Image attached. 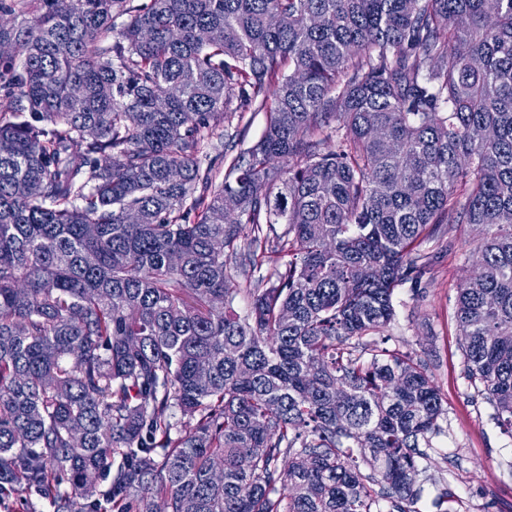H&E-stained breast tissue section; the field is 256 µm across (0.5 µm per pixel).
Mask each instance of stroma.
Wrapping results in <instances>:
<instances>
[{"label": "stroma", "instance_id": "obj_1", "mask_svg": "<svg viewBox=\"0 0 512 512\" xmlns=\"http://www.w3.org/2000/svg\"><path fill=\"white\" fill-rule=\"evenodd\" d=\"M265 126L262 111L231 116L227 126L214 129L203 152L234 156L257 142ZM476 238L470 225L444 226L426 245L432 262L420 287L407 282L396 289V316L383 331L388 348L411 352L426 364L448 407L419 461V512H438L434 502L443 494L448 512H512V430L494 419L468 377L456 317L458 288Z\"/></svg>", "mask_w": 512, "mask_h": 512}]
</instances>
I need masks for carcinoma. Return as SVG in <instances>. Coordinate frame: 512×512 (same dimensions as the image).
<instances>
[{
    "mask_svg": "<svg viewBox=\"0 0 512 512\" xmlns=\"http://www.w3.org/2000/svg\"><path fill=\"white\" fill-rule=\"evenodd\" d=\"M2 15L0 507L418 512L443 397L412 355L349 345L394 320L444 224L478 231L457 317L468 376L512 429V0ZM252 108L264 133L219 182L201 145ZM243 224L267 277L233 262Z\"/></svg>",
    "mask_w": 512,
    "mask_h": 512,
    "instance_id": "1",
    "label": "carcinoma"
}]
</instances>
